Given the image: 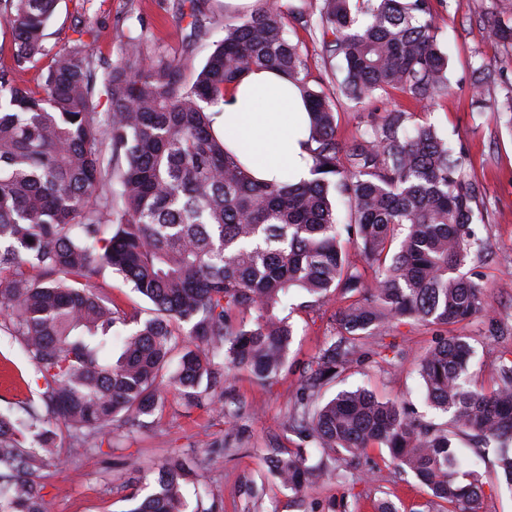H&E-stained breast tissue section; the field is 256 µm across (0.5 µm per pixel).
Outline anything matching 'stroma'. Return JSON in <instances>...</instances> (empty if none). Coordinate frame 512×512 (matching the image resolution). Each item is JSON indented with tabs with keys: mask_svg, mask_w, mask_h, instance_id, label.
I'll use <instances>...</instances> for the list:
<instances>
[{
	"mask_svg": "<svg viewBox=\"0 0 512 512\" xmlns=\"http://www.w3.org/2000/svg\"><path fill=\"white\" fill-rule=\"evenodd\" d=\"M434 6L452 91L436 98L427 111L414 113L413 119L434 125L463 152L466 172L482 193L475 229L492 245L491 254L471 258L464 271L486 288L492 315L512 328V128L477 110L479 92L472 77L473 66L481 62L497 72V84L480 92L490 101L504 102L512 89V48L486 36L494 19L512 15V0H435ZM208 7L209 31L189 55L184 52L191 21L187 0H59L47 28L48 43L56 50L67 47L78 37L74 27L80 21L90 54L112 62L127 35L141 33L149 53L180 61L191 72L204 64L223 36L224 22L234 17L224 0H210ZM408 105L399 92L361 105L340 101L337 137L351 143L362 128L363 115ZM338 306L331 299L293 312L295 336L288 362L272 382L259 383L244 371L225 378V391L240 405L236 416L224 417L207 404L188 403L169 391L152 426L114 428L102 437L99 448L69 458L47 480V512H130L135 499L152 490L159 470L173 457L196 466L209 491L201 499L195 485H186L187 512H195L200 504L211 512H376L385 498L399 512H437L428 489L412 474L400 471L384 448L340 461L310 452L307 463L314 466L315 476L312 486L300 493L281 485L269 469L271 449L293 451L300 446L288 431V415L304 371L334 333ZM455 332L470 337L474 347L473 387L493 392L500 383L498 365L506 340L486 333L478 321L457 325ZM434 338V328L418 323L391 326L378 342L395 348L392 363L373 354L363 358L353 364L343 383L326 386L323 398L343 388L362 387L408 407L423 423L445 426L447 414L427 403L416 372L420 356ZM42 388L19 342L0 335V410L15 407ZM480 472L481 512H512V490L500 482L493 455H486Z\"/></svg>",
	"mask_w": 512,
	"mask_h": 512,
	"instance_id": "obj_1",
	"label": "stroma"
}]
</instances>
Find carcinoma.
I'll use <instances>...</instances> for the list:
<instances>
[{
	"instance_id": "cac0c4a2",
	"label": "carcinoma",
	"mask_w": 512,
	"mask_h": 512,
	"mask_svg": "<svg viewBox=\"0 0 512 512\" xmlns=\"http://www.w3.org/2000/svg\"><path fill=\"white\" fill-rule=\"evenodd\" d=\"M188 2L197 36L208 0ZM55 8L56 0H0L13 35L11 70H0V333L21 344L44 380L19 413L0 412V512H46L44 480L63 464L61 449L93 448L130 421L147 425L142 417L164 391L234 414L217 391L222 372L262 382L281 372L294 336L282 312L293 290L299 308L333 296L341 307L336 333L301 381L288 432L324 454L385 448L441 512H479L481 476L453 443L466 432L494 450L512 488V350L487 395L469 379L468 337L454 334L476 319L497 326L484 289L462 273L473 253L488 250L472 228L479 190L462 154L409 109L368 113L360 137L342 146L335 104L311 85L288 38L289 26H318L325 65L343 73L336 97L359 104L398 91L425 107L449 87L432 0H321L316 19L306 0L286 10L262 0L224 24V38L189 74L130 37L100 75L82 28L68 47L47 46ZM488 36L512 47V16L494 20ZM37 67L34 89L11 76ZM257 67L285 73L300 91L310 115L309 181L258 182L212 129L224 89ZM473 77L479 88L498 81L483 63ZM103 98L104 124L96 112ZM477 103L512 125V98ZM336 196L349 206L345 224ZM344 235L359 259L345 252ZM108 268L152 304L132 328L94 291ZM405 319L448 333L417 374L450 427L423 425L363 389L320 401L324 386ZM183 325L196 345L184 344ZM270 462L289 489L310 483L303 451L276 448ZM198 478L171 458L129 512H184L182 487Z\"/></svg>"
}]
</instances>
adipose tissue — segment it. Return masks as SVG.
I'll list each match as a JSON object with an SVG mask.
<instances>
[{
	"instance_id": "1",
	"label": "adipose tissue",
	"mask_w": 512,
	"mask_h": 512,
	"mask_svg": "<svg viewBox=\"0 0 512 512\" xmlns=\"http://www.w3.org/2000/svg\"><path fill=\"white\" fill-rule=\"evenodd\" d=\"M309 114L298 89L284 74L253 69L224 91L213 129L237 160L262 182L310 179L304 147Z\"/></svg>"
}]
</instances>
